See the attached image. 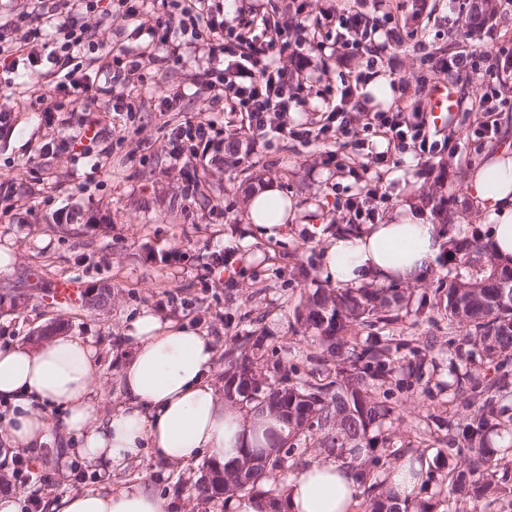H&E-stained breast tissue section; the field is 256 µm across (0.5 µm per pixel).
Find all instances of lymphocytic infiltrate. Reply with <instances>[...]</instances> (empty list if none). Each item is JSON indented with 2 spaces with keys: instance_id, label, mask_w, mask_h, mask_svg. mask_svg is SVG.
Here are the masks:
<instances>
[{
  "instance_id": "1",
  "label": "lymphocytic infiltrate",
  "mask_w": 512,
  "mask_h": 512,
  "mask_svg": "<svg viewBox=\"0 0 512 512\" xmlns=\"http://www.w3.org/2000/svg\"><path fill=\"white\" fill-rule=\"evenodd\" d=\"M169 9L167 25H151V33L159 34L161 44L168 48L170 58L181 55L183 46L195 43L202 35H209L211 43L205 66L198 73L200 83L217 86L213 103H222L230 111L243 113L245 130L256 146H271L277 139H292L303 144L326 140L330 132L347 137L353 132L356 119L348 106L359 86L374 77V69L389 42H405L402 31L383 28L379 20L358 14L342 17L336 32V43L346 53L366 54L364 71L346 78L333 97L324 101L322 113L310 126L292 125L288 114L292 110L293 95L286 91L288 69L276 64V55L289 48L283 31L270 18L253 19L248 30L227 21L217 20L211 0H162ZM64 18L48 15L45 25L53 28V42L41 44L25 42L13 47L0 38V60H6L9 72L19 66L29 68L41 63L52 65V82L56 91L68 97L80 96L85 84L80 75L82 58L91 48L92 28L86 20L94 13L98 0H65ZM383 33L384 41L375 42L376 33ZM425 119L410 122L401 113L376 112L369 115L363 129L384 138L390 149L404 152L418 150L420 157L433 156L437 151L430 142Z\"/></svg>"
}]
</instances>
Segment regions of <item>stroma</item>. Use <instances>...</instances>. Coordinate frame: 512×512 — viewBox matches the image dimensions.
Wrapping results in <instances>:
<instances>
[{
  "instance_id": "35a3bbf8",
  "label": "stroma",
  "mask_w": 512,
  "mask_h": 512,
  "mask_svg": "<svg viewBox=\"0 0 512 512\" xmlns=\"http://www.w3.org/2000/svg\"><path fill=\"white\" fill-rule=\"evenodd\" d=\"M425 3L413 25L426 53L415 51L408 41L389 46L379 64L387 81L403 79V86L393 91L391 107L405 113L427 109L423 83L435 74L426 54L442 50L451 56L465 45L483 51L512 48V0H493V19L474 29L466 19H450L448 0ZM301 4L314 16L327 8L337 17L388 14L401 25L410 22L413 0H226L224 17L242 26L253 14L274 18ZM98 8L89 19L95 48L86 55L94 89L56 112L49 78L22 70L14 86L0 88V109L8 112L6 123L0 124V246L8 247L14 258L10 273L0 274V287L25 288L30 274L41 284L19 304L0 301V348L24 342L34 329L52 323L94 337L101 410L120 400L118 371L132 345L127 327L144 309L205 331L219 354L261 330L270 360L304 376L319 369L318 351L297 322L295 308L305 290L327 285L319 276L326 240L317 234V225L333 233L348 230L338 204L363 183L377 184L385 192L378 209L380 221L387 222L413 204L417 193L443 179L455 223L467 225L470 234H487L479 212L462 207L460 200L467 178L504 139L512 140V96L493 116L495 134L482 146H470L468 134L486 117L477 108L485 91L482 72L440 76L455 84L457 107L430 133L440 141H459L455 154L441 152L422 161L411 150L392 152L380 165L371 163L365 152L330 141L305 145L278 140L271 148L255 149L242 138L232 157L223 146L239 134L240 115L210 109L211 92L196 81L201 50L188 49L180 60L160 67L145 64L129 83L112 84L108 51L121 45L136 55L148 39L138 20L125 17L119 0H100ZM335 36L332 25L317 31L298 25L288 33L290 43L310 44L299 64L302 101L290 114L294 121L311 120L323 96L360 68L358 61L338 57ZM107 85L111 95H98L97 87ZM174 91L182 94L179 111H160V97ZM127 96L136 97L138 111H113L116 99ZM186 116L212 123L216 143L184 163L171 158L170 137ZM90 126L98 131L92 141L83 137ZM262 181L276 183L291 202L288 223L276 236L257 234L246 216V194ZM59 281L76 282L91 294L111 289L109 311L98 315L79 304L54 302L51 290ZM384 333L401 353L413 348L429 352L434 363L424 376L430 383L450 381L456 356L442 315L419 319L400 310ZM395 398L394 415L383 428L389 448L417 451L434 463L440 441L448 435L447 421L460 422L467 415L462 399L448 390L428 396L417 387L397 391ZM62 454L55 440L41 448L31 464L49 476V483L18 485L15 494L37 495L46 505L93 490L96 472L76 459L63 463ZM143 474L153 477L170 512H224L220 498L197 509L188 497H173L174 485L187 488L197 479L199 464H167L147 450L138 463L113 470L112 483L125 486Z\"/></svg>"
}]
</instances>
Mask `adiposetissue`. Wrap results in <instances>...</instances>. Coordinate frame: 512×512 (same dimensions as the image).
<instances>
[{"label":"adipose tissue","mask_w":512,"mask_h":512,"mask_svg":"<svg viewBox=\"0 0 512 512\" xmlns=\"http://www.w3.org/2000/svg\"><path fill=\"white\" fill-rule=\"evenodd\" d=\"M468 206L486 220L495 257L512 263V152L500 150L469 180ZM446 241L418 210L388 223L366 224L328 240L321 276L344 286L407 283L425 277ZM134 341L120 369L123 401L97 412L101 381L89 336L61 333L39 345L0 348V444L36 450L52 439L50 411L62 415L67 456L95 466L101 487L64 496L50 512H168L149 484L113 489L112 469L138 460L143 449L171 463L237 460L263 431L281 430L270 416L228 407L213 382L217 350L211 337L143 310L131 322ZM357 485L340 461H316L285 478L276 495L229 497L227 512H353Z\"/></svg>","instance_id":"ef3b65f1"}]
</instances>
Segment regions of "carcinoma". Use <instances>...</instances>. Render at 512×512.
Listing matches in <instances>:
<instances>
[{"instance_id": "obj_1", "label": "carcinoma", "mask_w": 512, "mask_h": 512, "mask_svg": "<svg viewBox=\"0 0 512 512\" xmlns=\"http://www.w3.org/2000/svg\"><path fill=\"white\" fill-rule=\"evenodd\" d=\"M416 206L430 211L439 224L448 223V198L443 185L421 194ZM441 277L435 281L432 307L448 316V330L457 332L484 360L485 368H457L448 389L460 395L469 408L460 432L448 438V498L464 512L471 499L492 506L512 496L506 478H497L508 447L495 438L512 436V415L504 401L512 396V264L495 258L491 245L477 238H451L436 259ZM507 297H502V294ZM406 288H317L302 296L298 319L311 331L312 342L336 372L324 377H304L273 367L262 392L246 395L224 387V401L248 413L270 414L288 427L292 442L280 447L279 438L266 433L269 448L260 452L246 448L240 459L227 462L212 479L205 475L189 489V498L203 505L216 497V483L224 482V495L266 493L281 478L285 466H293L305 449L318 448L328 456L347 461L361 494L369 496L371 512H427L415 500H398L387 480L381 478L390 459L402 454L385 447L379 435L382 424L395 411L393 382L399 347L374 332L390 321L394 308L409 302ZM355 327L368 329L359 342L349 339ZM263 338L248 337L236 351L225 356L224 379L258 373L257 353ZM405 369L410 381L419 385L428 363L427 354L409 351ZM246 478L241 471L246 462Z\"/></svg>"}]
</instances>
